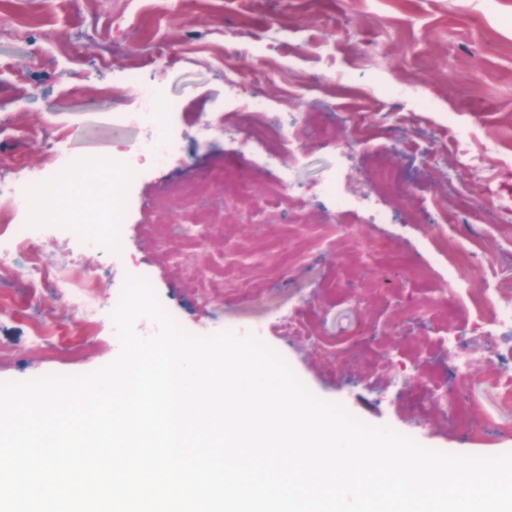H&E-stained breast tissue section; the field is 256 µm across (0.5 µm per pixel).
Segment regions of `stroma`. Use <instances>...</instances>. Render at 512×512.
Returning a JSON list of instances; mask_svg holds the SVG:
<instances>
[{
  "label": "stroma",
  "instance_id": "obj_1",
  "mask_svg": "<svg viewBox=\"0 0 512 512\" xmlns=\"http://www.w3.org/2000/svg\"><path fill=\"white\" fill-rule=\"evenodd\" d=\"M0 155L47 160L51 136L116 158L159 130L114 132L107 115L155 86L177 108L182 152L122 187L123 235L83 246L57 225L0 284V382L83 375L120 352L112 312L128 277L149 283L196 336L224 330L286 358L315 396L373 427L448 454L512 452V326L489 324L432 247L488 237L512 277V0H6L0 20ZM50 18L51 42L38 25ZM263 44L265 55L250 49ZM124 57L143 62L137 82ZM174 51L175 67L152 61ZM44 61L36 65L34 54ZM265 95L289 143L247 139L241 98ZM111 97H103L106 89ZM468 135L455 145L456 128ZM397 200L372 196L378 162ZM245 182L224 193L217 171ZM288 185L271 194L280 174ZM342 177L348 199L316 189ZM388 210L374 224L372 209ZM38 263L58 290L27 279ZM100 305L88 324L62 289ZM465 355L469 383L457 390Z\"/></svg>",
  "mask_w": 512,
  "mask_h": 512
}]
</instances>
